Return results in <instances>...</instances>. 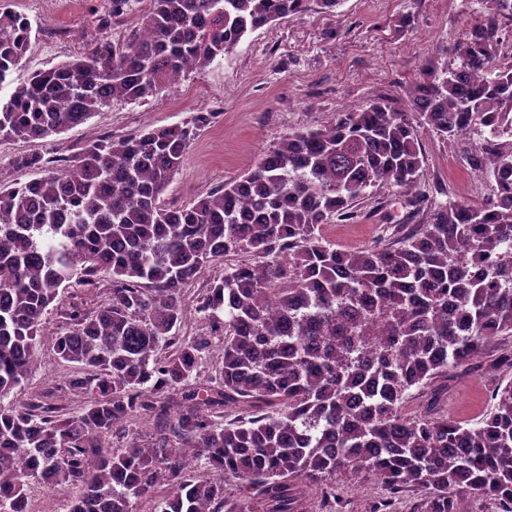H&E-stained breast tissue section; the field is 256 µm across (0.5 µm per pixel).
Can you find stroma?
Returning a JSON list of instances; mask_svg holds the SVG:
<instances>
[{"instance_id": "1", "label": "stroma", "mask_w": 512, "mask_h": 512, "mask_svg": "<svg viewBox=\"0 0 512 512\" xmlns=\"http://www.w3.org/2000/svg\"><path fill=\"white\" fill-rule=\"evenodd\" d=\"M0 5L24 14L32 25L24 57L10 83L0 86L5 98L33 72L87 51L99 35L96 21L110 14L112 0H0ZM483 18L482 0H340L331 10L311 5L301 16L247 34L219 63L168 85L157 96L112 102L85 124L58 136L33 143L0 141V182L42 177V170L15 167V159L23 155L65 157L91 139L118 140L184 123L198 112H213L215 123L193 141L166 192L175 205L196 203L239 179L288 133L320 127L339 113L380 98L407 108L413 83L425 71L455 67L452 45ZM484 134L477 125L451 142L419 127L418 142L425 156L421 182L439 189V201L485 203V169L469 163ZM398 199L397 188L373 190L363 203L365 216L360 222L324 225L325 237L341 249L372 246L381 232L383 213L403 216ZM223 273V264L207 267L187 288L181 335H209L208 325L195 311L196 299ZM71 300L70 294H63L58 307L44 314L46 337L32 373L17 392L0 402L4 406L46 394L61 396L72 413L87 403L86 394L67 389L73 366L57 358L49 339L64 321L62 306ZM498 353V344H489L471 366L449 373L450 418L472 422L484 413L494 381L491 365ZM336 492L342 499L341 512H369L385 495L375 476L353 471L337 475Z\"/></svg>"}]
</instances>
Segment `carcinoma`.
Segmentation results:
<instances>
[{"mask_svg":"<svg viewBox=\"0 0 512 512\" xmlns=\"http://www.w3.org/2000/svg\"><path fill=\"white\" fill-rule=\"evenodd\" d=\"M309 2L149 0L123 41L103 35L0 98V140L59 135L114 101L154 96ZM482 3L484 21L453 46L459 64L425 73L411 111L377 101L290 133L191 206L164 195L214 112L89 140L61 168L0 185V400L27 381L60 293L110 290L93 311L70 304L52 337L88 404L0 406V512H32L31 489L70 485L69 512H133L143 498L161 512H309L294 493L304 480L325 490L322 512H336L326 488L344 470L381 479L373 512H396L410 488L426 491L413 512H469V497L512 512V352L474 423L448 418L440 383L512 338V64H495V20L512 16V0ZM31 33L26 16L0 11V85ZM418 119L448 140L485 128L486 204L450 201L410 223L430 198ZM383 185L399 189L406 220L362 250L326 240L323 225L357 223L367 190ZM240 254L248 260L226 263ZM218 261L224 275L195 311L222 353L209 385L192 388L209 339L179 335L182 296ZM228 408L240 415L221 425ZM136 419L152 421L151 444L105 449ZM202 459L200 479L190 468ZM230 479L244 496L224 495Z\"/></svg>","mask_w":512,"mask_h":512,"instance_id":"1","label":"carcinoma"}]
</instances>
